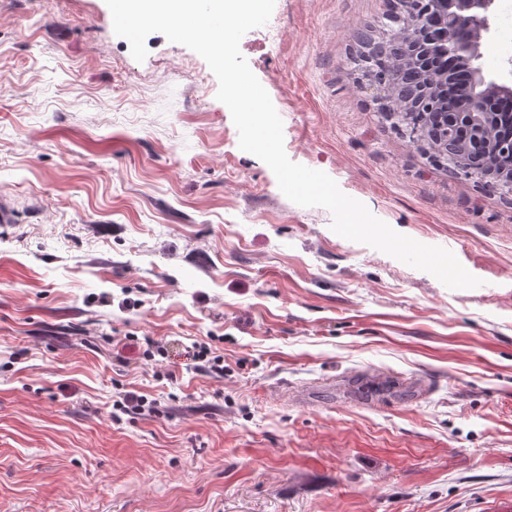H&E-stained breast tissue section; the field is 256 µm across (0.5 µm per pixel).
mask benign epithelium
Returning <instances> with one entry per match:
<instances>
[{
  "mask_svg": "<svg viewBox=\"0 0 512 512\" xmlns=\"http://www.w3.org/2000/svg\"><path fill=\"white\" fill-rule=\"evenodd\" d=\"M495 0H405L407 12L422 20L404 42L403 53L416 71L442 68L401 102L391 97L382 74L373 76L376 100L410 130L428 115L435 125L428 140L433 156L454 174L477 176L512 198V82L488 77L477 64L481 40L490 30ZM499 135L487 137L490 117Z\"/></svg>",
  "mask_w": 512,
  "mask_h": 512,
  "instance_id": "benign-epithelium-1",
  "label": "benign epithelium"
}]
</instances>
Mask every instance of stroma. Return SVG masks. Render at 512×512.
Here are the masks:
<instances>
[{
    "mask_svg": "<svg viewBox=\"0 0 512 512\" xmlns=\"http://www.w3.org/2000/svg\"><path fill=\"white\" fill-rule=\"evenodd\" d=\"M387 13L276 0L240 49L288 157L476 288L287 199L192 50L134 60L105 0H0V512H512V203L378 112L354 36ZM372 374V407L327 383ZM120 387L158 414L113 421Z\"/></svg>",
    "mask_w": 512,
    "mask_h": 512,
    "instance_id": "stroma-1",
    "label": "stroma"
}]
</instances>
